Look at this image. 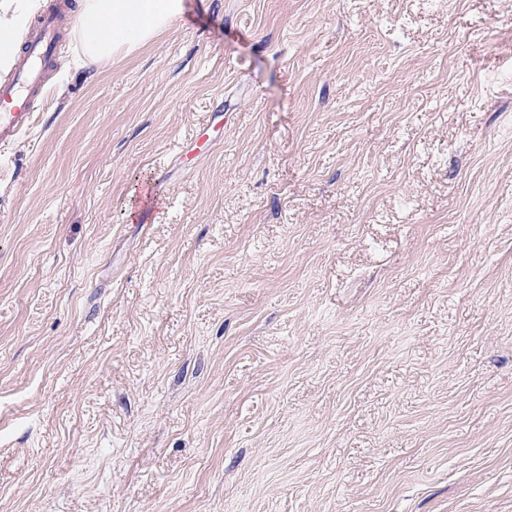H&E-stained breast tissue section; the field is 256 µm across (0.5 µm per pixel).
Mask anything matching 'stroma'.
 Instances as JSON below:
<instances>
[{
  "instance_id": "obj_1",
  "label": "stroma",
  "mask_w": 512,
  "mask_h": 512,
  "mask_svg": "<svg viewBox=\"0 0 512 512\" xmlns=\"http://www.w3.org/2000/svg\"><path fill=\"white\" fill-rule=\"evenodd\" d=\"M58 83L0 149V512H512V0H184Z\"/></svg>"
}]
</instances>
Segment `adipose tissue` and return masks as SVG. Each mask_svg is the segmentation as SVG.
<instances>
[{"instance_id": "1", "label": "adipose tissue", "mask_w": 512, "mask_h": 512, "mask_svg": "<svg viewBox=\"0 0 512 512\" xmlns=\"http://www.w3.org/2000/svg\"><path fill=\"white\" fill-rule=\"evenodd\" d=\"M37 0H0V69L12 64L16 45ZM183 0H79L74 34L82 63H105L129 53L166 29Z\"/></svg>"}]
</instances>
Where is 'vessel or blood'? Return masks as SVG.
<instances>
[{
  "label": "vessel or blood",
  "mask_w": 512,
  "mask_h": 512,
  "mask_svg": "<svg viewBox=\"0 0 512 512\" xmlns=\"http://www.w3.org/2000/svg\"><path fill=\"white\" fill-rule=\"evenodd\" d=\"M59 12L35 19L27 47L15 64V76L0 86V144L15 140L42 106L44 72L59 42Z\"/></svg>",
  "instance_id": "vessel-or-blood-1"
}]
</instances>
